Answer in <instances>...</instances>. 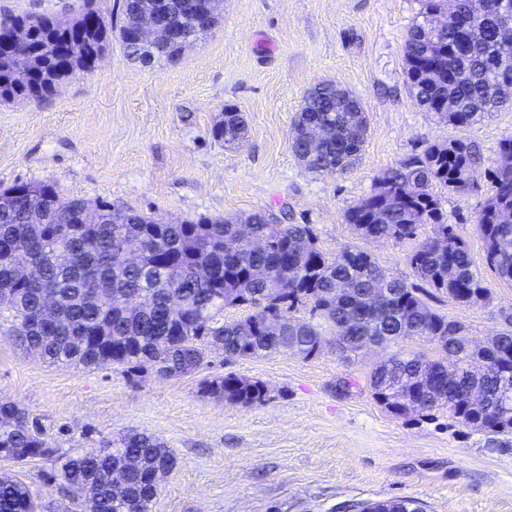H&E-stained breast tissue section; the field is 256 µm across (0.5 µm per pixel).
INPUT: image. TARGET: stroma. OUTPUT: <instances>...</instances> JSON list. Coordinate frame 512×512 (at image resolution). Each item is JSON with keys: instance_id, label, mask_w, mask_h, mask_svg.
I'll use <instances>...</instances> for the list:
<instances>
[{"instance_id": "obj_1", "label": "stroma", "mask_w": 512, "mask_h": 512, "mask_svg": "<svg viewBox=\"0 0 512 512\" xmlns=\"http://www.w3.org/2000/svg\"><path fill=\"white\" fill-rule=\"evenodd\" d=\"M419 11V0H224L215 26L176 63L146 66L112 42L93 74L64 81L42 102L0 103V188L56 182L68 195L164 223L271 209L312 225L326 256L349 246L407 278L408 258L431 225L375 241L356 236L345 213L402 159L463 138L478 155L474 189L435 192L489 296L464 305L432 291L426 300L472 343H484L512 331V285L490 271L474 231L499 144L512 137V109L458 128L417 106L403 46ZM321 80L355 93L368 117L361 155L341 175L305 170L289 145L304 93ZM227 110L245 120L241 147L211 136ZM400 351L436 354L427 340L410 338L351 361L328 348L308 359L215 355L191 374L159 380L129 377L116 365L53 363L0 334V400L36 421L60 459L130 433L163 441L175 467L151 512H359L402 498L424 512H512V447L447 410L396 417L374 401L368 373ZM229 373L263 382L266 401L204 393L205 382ZM51 467L0 460V471L43 501L83 512L73 494L42 483Z\"/></svg>"}]
</instances>
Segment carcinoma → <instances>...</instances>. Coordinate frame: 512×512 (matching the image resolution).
<instances>
[{"label": "carcinoma", "mask_w": 512, "mask_h": 512, "mask_svg": "<svg viewBox=\"0 0 512 512\" xmlns=\"http://www.w3.org/2000/svg\"><path fill=\"white\" fill-rule=\"evenodd\" d=\"M149 0H121L119 14L95 31L85 30L80 53L58 63L46 53L31 57L39 73L32 84L0 54V101H41L76 72H89L118 33L128 57L140 48L128 41ZM173 25L199 37L196 19L183 0H172ZM448 14V28L436 36L422 32L421 19ZM30 46L45 45L54 35L55 19L25 15ZM470 0H422L420 20L404 43L405 77L411 97L439 121L469 126L486 112L482 90L495 76L502 50L498 18H485L481 36L457 54L452 47L472 31ZM152 60L179 59L176 44L158 42ZM452 98L455 112H438L441 99ZM327 126L322 140L311 131ZM245 123L226 112L212 128L226 147L244 140ZM367 135V118L336 98L331 81L309 88L290 131V148L312 173H339L355 164ZM477 155L462 139L433 144L410 155L377 180L370 195L345 214L361 238L391 240L412 237L433 225L409 256L414 278L462 304H477L489 295L472 270L468 248L445 222L438 185L465 193L471 188ZM29 208L41 213L31 224L21 210L0 206V320L24 349L74 366L118 365L139 375L146 369L162 380L197 370L211 354L254 358L272 353L304 359L328 344L349 358L366 344L389 346L405 338L425 337L447 360L399 353L370 374L374 398L395 416L446 407L458 422L512 443V333L474 345L458 335L456 323L433 311L416 284L388 275L371 256L345 248L334 258L318 247L309 224L270 221L258 210L224 218L199 217L163 224L132 210L64 194L56 183L37 182ZM475 231L486 262L497 279L512 284V171L494 172ZM279 292L262 303L269 283ZM52 300L54 318L43 310ZM310 306L312 320L293 317ZM252 309L246 318L225 323L224 308ZM342 330L355 337L344 345L333 337ZM477 391L483 404L473 408L467 395ZM204 392L241 404L265 401L267 388L234 374L217 376ZM16 462L49 459L55 448L40 428L10 401H0V452ZM175 460L155 437L135 433L63 461L45 480H61L82 498L88 512H149L158 493L155 475L168 474ZM60 505L37 502L30 486L0 474V512H57Z\"/></svg>", "instance_id": "carcinoma-1"}]
</instances>
